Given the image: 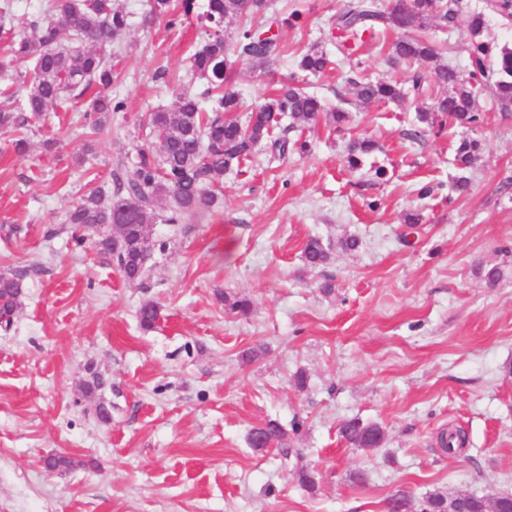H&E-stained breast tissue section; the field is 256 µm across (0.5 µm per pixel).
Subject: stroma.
<instances>
[{
	"mask_svg": "<svg viewBox=\"0 0 512 512\" xmlns=\"http://www.w3.org/2000/svg\"><path fill=\"white\" fill-rule=\"evenodd\" d=\"M144 2L117 0L131 15L115 88L126 107L101 135L88 137L80 104L23 129L26 153L0 134V274L23 278L13 326L0 329V512H385L399 489L417 500L512 494V112L486 93L481 126L438 135L417 120L431 96L356 103L348 66L320 76L297 67L310 45L335 54L344 0H274L303 19L277 28L270 70L242 62L233 88L252 105L270 94L269 72L293 77L326 116L275 128L274 138L308 141L307 152L273 161L262 143L219 177L216 204L151 224L149 271L130 282L66 215L151 144L152 112L203 89L188 74L198 25L143 24ZM400 35L366 37L352 62L405 81V67L386 60ZM356 138L376 147L354 168ZM465 138L481 150L459 193ZM425 184L434 191L423 198ZM410 213L419 224L406 223ZM312 237L330 247L316 269L303 258ZM348 237L356 249L342 247ZM240 299L248 314L231 311ZM148 301L161 317L146 329ZM94 372L106 385L88 395ZM100 403L108 419L96 416ZM352 419L381 426L384 442L350 445L339 429ZM270 420L289 455L250 447V431ZM451 427L468 439L455 455L438 444ZM60 455L77 467L49 470Z\"/></svg>",
	"mask_w": 512,
	"mask_h": 512,
	"instance_id": "35a3bbf8",
	"label": "stroma"
}]
</instances>
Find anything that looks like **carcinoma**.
<instances>
[{"instance_id": "1", "label": "carcinoma", "mask_w": 512, "mask_h": 512, "mask_svg": "<svg viewBox=\"0 0 512 512\" xmlns=\"http://www.w3.org/2000/svg\"><path fill=\"white\" fill-rule=\"evenodd\" d=\"M151 0L146 17L164 19L173 29L194 19L203 30L201 42L191 56V70L205 81L201 97L214 102L211 111L200 105V97L177 96L170 111L154 112L150 124L156 133L158 149L137 151L136 158L114 173V189H92L73 207L66 223L80 228H94L113 221H124L118 230L120 245L105 249L120 274L128 281L141 279L152 250L148 227L157 218L166 224H180L202 205L216 200L211 186L224 170L241 164L267 140L279 118L290 116L308 125L320 116L323 106L317 96L291 81L275 89L263 103L247 108L231 84L237 65L248 60L267 68L282 51L274 36L260 37L252 22L267 16L272 0H206L203 11L195 13L196 0ZM462 0H393L383 5L379 0H345L336 15L338 42L351 48L367 32L397 28L403 36L390 48L387 61L413 68L408 84L388 79L373 80L367 75L348 78L358 100L363 102H401L408 96L425 94L424 76L417 67L435 63L436 83L444 89L428 111L418 113V121L429 129H444V121L454 120L464 127H478L483 122L477 98L482 86L491 87L503 112H512V46L498 47L485 40L486 16L471 13L463 27H458ZM450 31L466 32L470 45L468 78L442 61L447 52L425 37L431 25ZM130 26V16L116 7L114 0H50L36 16L8 15L0 30L7 42L0 57V74L19 62H29L26 94L20 105L11 103L9 86L0 87L4 105L0 108V131L25 126L53 107H63L73 97L85 96L91 86L98 92L88 100L86 111L95 114L89 135H100L105 118L122 112L125 101L112 94V86L121 82V72L112 63V47ZM234 28L235 39L227 44L220 32ZM338 64L326 52L308 48L300 57L299 69L307 74H321ZM375 144L369 140L349 146L348 162L360 165V156L371 153ZM480 149L476 140L463 139L455 148L457 167L472 166ZM167 199L165 214L157 213L161 199ZM307 266L318 268L328 260L327 249L317 238L304 247ZM23 293L19 278L0 275V327L9 328ZM140 323L151 328L160 318L153 302L142 304ZM341 435L356 448H376L384 441V431L375 424L357 420L345 423ZM285 431L275 421L254 428L248 437L256 451L284 444ZM443 450L455 453L466 444L461 431L441 434ZM448 496L433 493L423 498L418 512H444Z\"/></svg>"}]
</instances>
